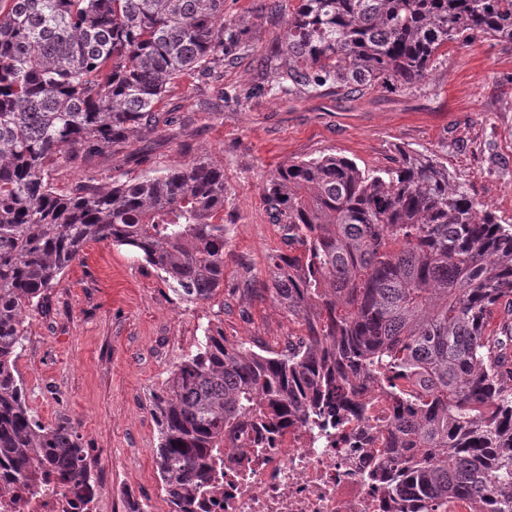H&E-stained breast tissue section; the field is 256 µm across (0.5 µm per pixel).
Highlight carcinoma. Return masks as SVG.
<instances>
[{
    "label": "carcinoma",
    "mask_w": 512,
    "mask_h": 512,
    "mask_svg": "<svg viewBox=\"0 0 512 512\" xmlns=\"http://www.w3.org/2000/svg\"><path fill=\"white\" fill-rule=\"evenodd\" d=\"M512 43V0H295L275 54L286 94L412 89L450 42ZM245 47L224 0H0V466L95 493L67 419L37 421L15 370L25 308L91 242L139 255L176 298L224 287V169L202 160L110 176L67 195L48 171L87 165L162 122L184 74ZM285 249L272 294L304 325L293 351L257 352L206 328L154 395L157 475L171 512H195L226 448H262L288 423L338 422L378 385L397 400L384 465L395 512H512V228L431 153L372 173L323 156L265 187Z\"/></svg>",
    "instance_id": "carcinoma-1"
}]
</instances>
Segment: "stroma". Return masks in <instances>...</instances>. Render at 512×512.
I'll return each mask as SVG.
<instances>
[{
	"mask_svg": "<svg viewBox=\"0 0 512 512\" xmlns=\"http://www.w3.org/2000/svg\"><path fill=\"white\" fill-rule=\"evenodd\" d=\"M290 0H224V15L247 28L248 46L208 76L182 78L161 108L170 126L146 129L117 153L50 174L69 192L115 169L152 174L201 159L224 170V288L188 305L133 252L85 247L44 301L25 314L16 370L36 419H71L91 462L98 512H168L153 450L152 397L174 366L194 353L205 328L229 340L280 349L301 326L271 295L243 296L246 279L270 278L282 232L264 187L284 163L336 155L360 169L389 166L400 150L436 153L502 223L512 224V43L478 36L452 43L410 90L364 96L285 94L262 83L267 47L288 20Z\"/></svg>",
	"mask_w": 512,
	"mask_h": 512,
	"instance_id": "1",
	"label": "stroma"
}]
</instances>
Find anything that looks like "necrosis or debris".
<instances>
[{
    "label": "necrosis or debris",
    "mask_w": 512,
    "mask_h": 512,
    "mask_svg": "<svg viewBox=\"0 0 512 512\" xmlns=\"http://www.w3.org/2000/svg\"><path fill=\"white\" fill-rule=\"evenodd\" d=\"M359 415L326 429L294 424L263 448H238L206 495V512H390L377 470L393 418V396L375 388ZM73 487L35 476L0 492V512H87Z\"/></svg>",
    "instance_id": "obj_1"
}]
</instances>
